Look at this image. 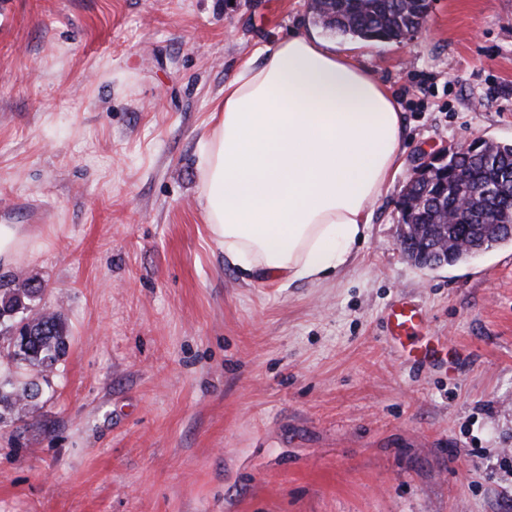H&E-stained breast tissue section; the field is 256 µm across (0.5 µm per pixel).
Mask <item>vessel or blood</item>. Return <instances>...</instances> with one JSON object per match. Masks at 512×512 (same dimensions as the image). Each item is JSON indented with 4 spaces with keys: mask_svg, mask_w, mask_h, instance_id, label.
I'll use <instances>...</instances> for the list:
<instances>
[{
    "mask_svg": "<svg viewBox=\"0 0 512 512\" xmlns=\"http://www.w3.org/2000/svg\"><path fill=\"white\" fill-rule=\"evenodd\" d=\"M428 318L421 307L406 298L395 299L386 314L388 337L405 361L429 365L436 361L437 351L430 344L421 343L416 332L425 328Z\"/></svg>",
    "mask_w": 512,
    "mask_h": 512,
    "instance_id": "vessel-or-blood-1",
    "label": "vessel or blood"
}]
</instances>
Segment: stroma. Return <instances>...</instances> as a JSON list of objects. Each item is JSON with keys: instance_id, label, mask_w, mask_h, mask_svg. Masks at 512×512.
Segmentation results:
<instances>
[{"instance_id": "stroma-1", "label": "stroma", "mask_w": 512, "mask_h": 512, "mask_svg": "<svg viewBox=\"0 0 512 512\" xmlns=\"http://www.w3.org/2000/svg\"><path fill=\"white\" fill-rule=\"evenodd\" d=\"M310 0H0V222L70 330L37 406L0 428V512H512V242L422 268L399 245L418 157L512 141V0H430L361 41ZM297 28L397 98L402 169L352 267L249 278L199 208L224 85ZM428 315L437 363L383 315ZM428 317L421 307L407 298L395 299L386 314L385 325L389 340L405 361L430 365L437 359V350L430 346L429 340L420 343L423 336H412L417 330L424 329Z\"/></svg>"}]
</instances>
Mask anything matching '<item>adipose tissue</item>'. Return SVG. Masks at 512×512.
<instances>
[{
  "label": "adipose tissue",
  "instance_id": "obj_1",
  "mask_svg": "<svg viewBox=\"0 0 512 512\" xmlns=\"http://www.w3.org/2000/svg\"><path fill=\"white\" fill-rule=\"evenodd\" d=\"M205 136L200 207L226 260L289 284L350 264L401 170L390 89L350 48L294 31L225 83Z\"/></svg>",
  "mask_w": 512,
  "mask_h": 512
}]
</instances>
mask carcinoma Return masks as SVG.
I'll return each instance as SVG.
<instances>
[{
    "label": "carcinoma",
    "mask_w": 512,
    "mask_h": 512,
    "mask_svg": "<svg viewBox=\"0 0 512 512\" xmlns=\"http://www.w3.org/2000/svg\"><path fill=\"white\" fill-rule=\"evenodd\" d=\"M427 8L426 0H329L325 5H312L316 18L328 28L369 41H396L411 28L421 29ZM457 170L474 189L476 198L466 222L479 225L480 236L497 234L495 222H512V143L495 141L468 157H449L448 177L437 178L430 189L412 188L408 198L416 223L433 224L440 212L454 206L459 191ZM41 292L31 280L17 276L0 282V353H5L8 371L0 377V425L14 424L36 405L41 388L34 374L53 371L67 352L69 334L61 313L30 305ZM16 311L23 314L31 332L25 347L13 345Z\"/></svg>",
    "instance_id": "1"
}]
</instances>
